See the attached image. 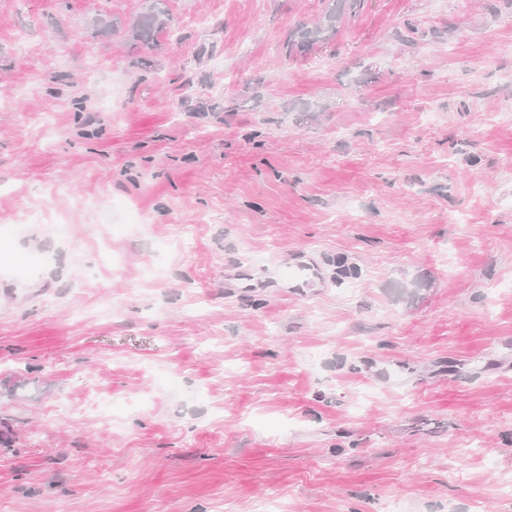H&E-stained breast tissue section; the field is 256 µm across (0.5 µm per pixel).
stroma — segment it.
Instances as JSON below:
<instances>
[{
	"instance_id": "35a3bbf8",
	"label": "stroma",
	"mask_w": 512,
	"mask_h": 512,
	"mask_svg": "<svg viewBox=\"0 0 512 512\" xmlns=\"http://www.w3.org/2000/svg\"><path fill=\"white\" fill-rule=\"evenodd\" d=\"M146 5L0 0V512H512V0ZM363 0H328V7L324 17L313 25L301 24L288 37L286 45L288 57L294 55L304 56L312 50L314 45L327 40L330 32L336 31V21L346 13H355L361 7ZM157 4L141 14L137 21L130 25L128 33L133 45L140 43L143 46L152 47L156 43L157 35L168 29L170 22L168 14L165 9L156 6ZM281 281L288 288H301L310 284L314 278L318 276L317 269L311 259L308 261L296 258L295 261L288 266L287 272L281 273Z\"/></svg>"
}]
</instances>
